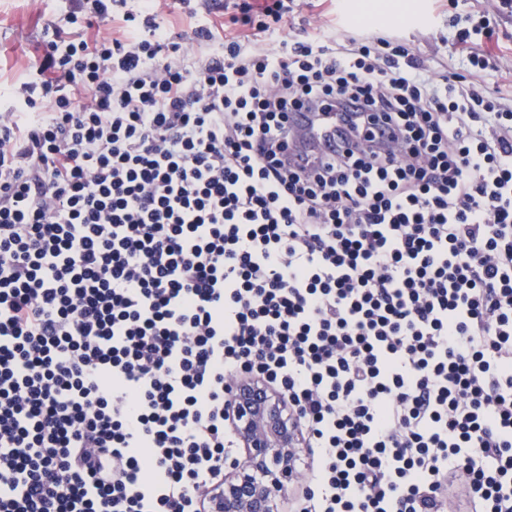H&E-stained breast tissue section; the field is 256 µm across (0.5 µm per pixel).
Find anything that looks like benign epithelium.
<instances>
[{
  "instance_id": "benign-epithelium-1",
  "label": "benign epithelium",
  "mask_w": 512,
  "mask_h": 512,
  "mask_svg": "<svg viewBox=\"0 0 512 512\" xmlns=\"http://www.w3.org/2000/svg\"><path fill=\"white\" fill-rule=\"evenodd\" d=\"M224 417L244 457L225 466L224 486L208 495L207 512H278V499L297 478L298 419L261 379L232 385Z\"/></svg>"
}]
</instances>
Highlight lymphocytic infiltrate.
Returning <instances> with one entry per match:
<instances>
[{"instance_id":"f902f5d3","label":"lymphocytic infiltrate","mask_w":512,"mask_h":512,"mask_svg":"<svg viewBox=\"0 0 512 512\" xmlns=\"http://www.w3.org/2000/svg\"><path fill=\"white\" fill-rule=\"evenodd\" d=\"M290 11L75 0L51 23L0 119V512H206L242 376L320 451L299 512H512L491 20L457 17L450 71ZM300 110L354 148L291 156Z\"/></svg>"}]
</instances>
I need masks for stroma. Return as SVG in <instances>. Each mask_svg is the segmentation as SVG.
<instances>
[{
	"mask_svg": "<svg viewBox=\"0 0 512 512\" xmlns=\"http://www.w3.org/2000/svg\"><path fill=\"white\" fill-rule=\"evenodd\" d=\"M354 2L293 0L290 25L297 31L308 19L319 16L335 36L348 25L362 35L392 27L423 58L453 65L460 58L454 45L453 18L486 14L498 35L497 42L486 45V52L495 58L512 54V8H503L499 0H418V10L408 21L355 18ZM68 8V0H0V113L9 109L16 88L38 66L48 24L60 21Z\"/></svg>",
	"mask_w": 512,
	"mask_h": 512,
	"instance_id": "35a3bbf8",
	"label": "stroma"
}]
</instances>
